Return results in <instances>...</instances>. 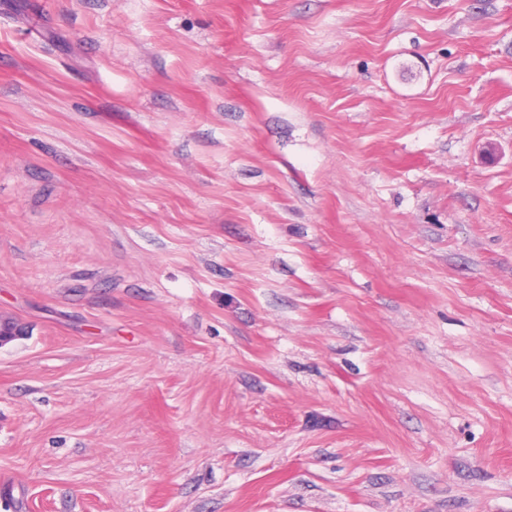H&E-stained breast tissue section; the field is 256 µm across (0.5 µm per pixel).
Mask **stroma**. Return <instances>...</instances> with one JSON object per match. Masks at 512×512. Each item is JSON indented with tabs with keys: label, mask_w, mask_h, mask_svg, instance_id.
<instances>
[{
	"label": "stroma",
	"mask_w": 512,
	"mask_h": 512,
	"mask_svg": "<svg viewBox=\"0 0 512 512\" xmlns=\"http://www.w3.org/2000/svg\"><path fill=\"white\" fill-rule=\"evenodd\" d=\"M0 512H512V0H0Z\"/></svg>",
	"instance_id": "obj_1"
}]
</instances>
